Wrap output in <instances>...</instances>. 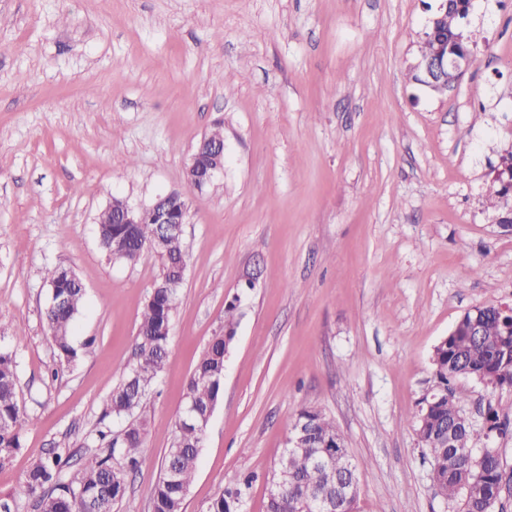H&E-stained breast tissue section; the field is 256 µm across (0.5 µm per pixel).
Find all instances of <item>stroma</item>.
I'll use <instances>...</instances> for the list:
<instances>
[{
    "label": "stroma",
    "instance_id": "obj_1",
    "mask_svg": "<svg viewBox=\"0 0 512 512\" xmlns=\"http://www.w3.org/2000/svg\"><path fill=\"white\" fill-rule=\"evenodd\" d=\"M440 0H0V341L15 358L22 446L0 500L39 512L32 462L118 436L105 409L160 271L108 259L97 221L118 196L187 193V268L143 462L113 512H151L184 387L240 298L224 393L185 512L252 473L248 512L297 411L333 420L359 464V512H457L436 496L410 423L435 346L467 311L512 305V200L485 208L512 150V0H472L475 61L437 93L409 81ZM224 133L203 190L185 170ZM84 288L73 363L44 320L49 269ZM256 288L245 286L246 277ZM454 388L481 422L512 391ZM208 137L215 144H224V134L219 128L212 130ZM215 144L210 143L207 137H203L191 156L186 168V181L190 189H203L224 169V147ZM204 154H208L211 161L202 173L200 162Z\"/></svg>",
    "mask_w": 512,
    "mask_h": 512
}]
</instances>
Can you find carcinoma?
<instances>
[{
  "label": "carcinoma",
  "instance_id": "cac0c4a2",
  "mask_svg": "<svg viewBox=\"0 0 512 512\" xmlns=\"http://www.w3.org/2000/svg\"><path fill=\"white\" fill-rule=\"evenodd\" d=\"M471 0H448V10L439 37L455 48L454 38L462 21L470 14ZM100 245L112 255V235H122L131 249L152 252L161 260V272L141 311L134 345V359L122 369V377L109 397L116 418L128 420L121 437L108 444L102 455L83 458L74 478L59 481L70 457L61 452L34 461L25 473L23 485L38 500L41 512H113L127 492L128 472L142 459L146 424L135 417L143 409L154 383L163 372L167 358L171 323L178 306L177 263L186 262L179 236L161 235L159 224H117L114 211L106 209L98 217ZM50 301L44 317L60 358L71 363L79 358L73 326L83 305L85 289L69 268L48 270ZM239 303L232 300L224 309V326L211 337L185 385V400L192 404L195 420H178L170 447L164 457L158 482L148 491L151 512H183L184 489L195 475L203 446V421L213 412L223 395L224 362L236 338ZM482 336L467 334V319H459L431 356L432 395L413 419V427L431 463V477L437 494L460 501V512H496L502 500L504 464L497 449L477 452L476 444L488 431L504 434L512 406L487 403L485 413L490 428L477 427L463 416L461 398L452 382L471 377L481 383L512 391V315L494 304L479 308ZM25 420L17 400L13 355L0 350V460L21 447L20 429ZM289 436L302 438L298 448L282 457L267 483L288 471V484L277 497H267L266 512H313L320 497L334 503L335 512H357L359 464L350 455L342 434L333 421L314 409H303L294 418ZM322 458L335 462L336 476L347 482L350 492L339 496L329 467L313 464ZM256 475L246 474L226 486L205 512H247L249 489Z\"/></svg>",
  "mask_w": 512,
  "mask_h": 512
}]
</instances>
